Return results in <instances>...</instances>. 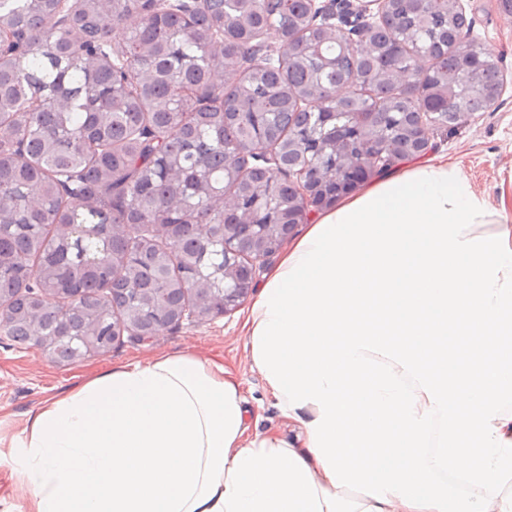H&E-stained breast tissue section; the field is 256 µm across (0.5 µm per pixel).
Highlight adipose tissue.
I'll return each mask as SVG.
<instances>
[{"label":"adipose tissue","instance_id":"adipose-tissue-1","mask_svg":"<svg viewBox=\"0 0 512 512\" xmlns=\"http://www.w3.org/2000/svg\"><path fill=\"white\" fill-rule=\"evenodd\" d=\"M489 214L435 157L340 198L246 321L295 437L248 435L220 360L118 366L33 411L12 458L27 512H490L512 476V225L470 235Z\"/></svg>","mask_w":512,"mask_h":512}]
</instances>
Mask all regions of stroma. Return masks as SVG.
<instances>
[{"instance_id":"obj_1","label":"stroma","mask_w":512,"mask_h":512,"mask_svg":"<svg viewBox=\"0 0 512 512\" xmlns=\"http://www.w3.org/2000/svg\"><path fill=\"white\" fill-rule=\"evenodd\" d=\"M461 5L470 22L468 38L498 58L504 90L495 110L472 113L454 130L435 133L433 154L460 166L474 191L487 199L494 223L512 225V12L497 0H462ZM250 306L246 300L225 314L183 321L146 341L123 335L108 353L75 363L51 360L0 332V435L5 438L0 445V512L26 508L9 442L23 437L31 411L82 379L158 353L222 356L225 367L243 382L250 433L291 438V420L269 395L245 351L243 323Z\"/></svg>"}]
</instances>
